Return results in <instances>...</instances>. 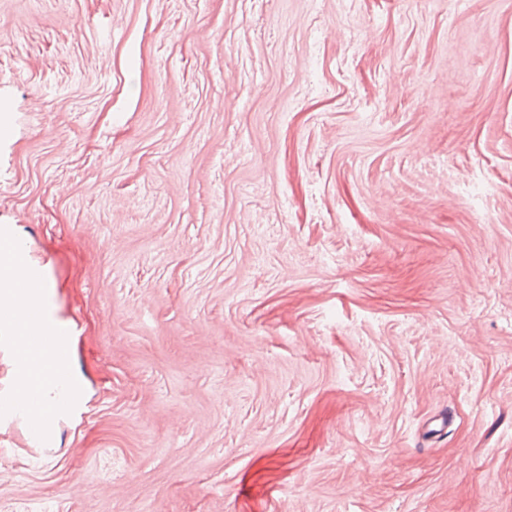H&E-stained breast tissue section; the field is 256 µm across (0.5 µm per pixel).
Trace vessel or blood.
<instances>
[{
  "label": "vessel or blood",
  "instance_id": "1",
  "mask_svg": "<svg viewBox=\"0 0 512 512\" xmlns=\"http://www.w3.org/2000/svg\"><path fill=\"white\" fill-rule=\"evenodd\" d=\"M9 261L5 270L0 271V279L17 283L22 301L19 305L4 309L0 307V329H15L21 324L37 327L33 336L35 345L46 349L53 358V366L44 384L25 385L27 375L23 360L14 364V378L19 386L14 391L0 395V410L24 417L30 426L32 439H40L43 433L42 415L47 408L63 410L66 405V390L69 374L66 359L69 342L65 331L48 321L38 299L43 287L39 270L33 266L27 249L18 242L6 246Z\"/></svg>",
  "mask_w": 512,
  "mask_h": 512
}]
</instances>
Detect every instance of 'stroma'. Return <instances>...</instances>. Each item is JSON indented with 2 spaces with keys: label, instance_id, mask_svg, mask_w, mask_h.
Returning a JSON list of instances; mask_svg holds the SVG:
<instances>
[{
  "label": "stroma",
  "instance_id": "35a3bbf8",
  "mask_svg": "<svg viewBox=\"0 0 512 512\" xmlns=\"http://www.w3.org/2000/svg\"><path fill=\"white\" fill-rule=\"evenodd\" d=\"M1 121L0 512H512V0H0ZM2 244L7 245L9 261L5 270H1L2 280H18L17 288L0 285V303L4 306H14L18 302V295L23 301L16 307L4 309L0 307V329L13 331L21 324H29L39 328L36 336H28L35 345L46 349L54 362L46 380L40 384L19 386L26 379L27 369L24 361L18 358L14 364V378L17 388L9 393H3L0 398L1 410L13 415H21L30 425V435L33 440H39L43 433L42 415L49 405L56 411L67 406L66 390L69 383V374L66 370L65 360L69 353V342L66 332L59 326L48 321L40 304L39 297L25 301L29 295L37 294L43 288V279L39 270L32 265L27 249L16 241L9 243L4 239ZM15 281V280H14ZM18 289V294H16ZM14 346L18 354L22 355L29 366L27 381L39 380L47 368V356L34 347L22 333H14ZM49 383L52 392L48 393L46 384ZM49 396L55 397L50 403Z\"/></svg>",
  "mask_w": 512,
  "mask_h": 512
}]
</instances>
